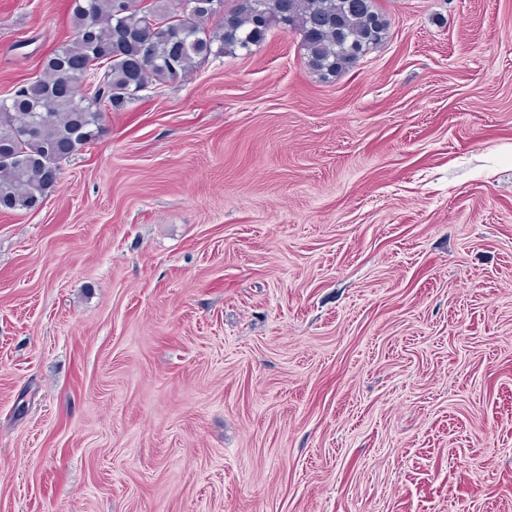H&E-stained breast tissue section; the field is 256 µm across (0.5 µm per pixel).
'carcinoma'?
Returning a JSON list of instances; mask_svg holds the SVG:
<instances>
[{"label": "carcinoma", "mask_w": 512, "mask_h": 512, "mask_svg": "<svg viewBox=\"0 0 512 512\" xmlns=\"http://www.w3.org/2000/svg\"><path fill=\"white\" fill-rule=\"evenodd\" d=\"M72 0L74 35L42 61L40 79L0 99V211L39 208L61 164L151 86L178 82L213 52L250 54L273 27L301 36L306 68L324 81L354 68L389 35L376 0Z\"/></svg>", "instance_id": "carcinoma-1"}]
</instances>
